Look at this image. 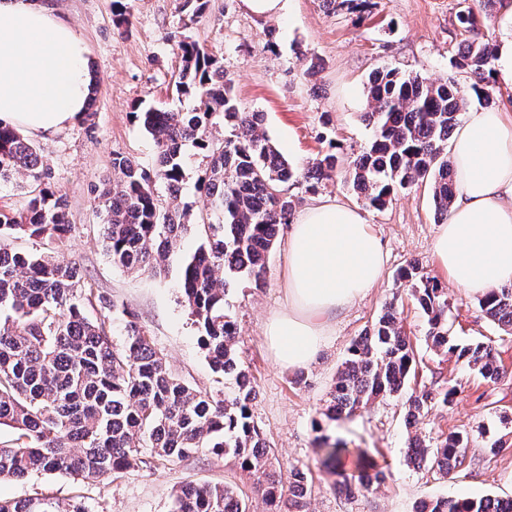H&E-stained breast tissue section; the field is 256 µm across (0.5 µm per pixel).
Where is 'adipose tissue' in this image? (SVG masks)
I'll return each instance as SVG.
<instances>
[{
  "label": "adipose tissue",
  "mask_w": 512,
  "mask_h": 512,
  "mask_svg": "<svg viewBox=\"0 0 512 512\" xmlns=\"http://www.w3.org/2000/svg\"><path fill=\"white\" fill-rule=\"evenodd\" d=\"M87 50L51 0H0V123L51 136L86 110ZM457 192L432 244L458 287L486 295L512 285V117L468 112L451 142ZM285 306L264 335L278 364L314 359L329 318L383 278L386 254L359 209L312 199L284 242Z\"/></svg>",
  "instance_id": "1"
}]
</instances>
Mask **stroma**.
Returning a JSON list of instances; mask_svg holds the SVG:
<instances>
[{
    "mask_svg": "<svg viewBox=\"0 0 512 512\" xmlns=\"http://www.w3.org/2000/svg\"><path fill=\"white\" fill-rule=\"evenodd\" d=\"M56 2L88 50L92 115L55 135L34 133L30 139L49 169L48 185L66 197L71 230L52 240L5 235L0 244L80 267L93 287L136 315L175 376L217 398L230 384L210 370L178 287L180 261L196 250L198 238L182 239L166 272H131L107 255L98 211V188L117 177L114 155L128 156L147 169L155 166L156 146L135 120V106L187 112L196 104L194 97L180 99L174 92L182 66L178 41L191 38L222 62L242 107L264 113L278 150L301 167L333 144L348 161L368 146L372 130L361 114L367 109L366 82L375 69L394 68L429 80L453 78L466 109L478 106L469 74L451 65L461 39L459 0H370L360 16L327 11L322 0H294L290 16L272 23L246 14L240 0H208L205 15L194 21L185 0H122L131 15L126 29L116 24L113 0ZM289 193L298 208L316 194L359 207L388 256L381 283L333 318L315 360L302 368L279 367L263 335L267 320L285 303L280 247L268 257L262 287L235 291L230 299L239 327L237 350L256 380L253 420L277 449L283 468L309 471L313 493L308 512H413L419 501L442 495L512 498V334L485 319L477 296L458 288L439 266L431 243L442 222L428 184L398 191L380 211L362 205L340 176L317 193L306 192L301 184ZM412 262L443 288L450 335L462 344L493 345L500 380L485 381L427 343L426 318L413 305L408 283L398 277ZM391 305L401 310L420 361L416 378L404 393L376 399L350 419L326 421L323 411L352 340ZM446 385L457 390L453 403L435 404L407 427L408 394ZM452 430L471 439L469 461L454 478L408 461L410 438L433 448ZM324 434L375 453L378 464L388 467L389 478L361 495L338 496L336 476L322 466L318 451ZM497 438L510 447L494 455L489 445ZM255 481L233 457L204 451L117 478L43 471L23 480L4 477L0 498H46L63 505L78 500L88 512H172L174 493L187 484L226 482L249 494Z\"/></svg>",
    "mask_w": 512,
    "mask_h": 512,
    "instance_id": "obj_1",
    "label": "stroma"
}]
</instances>
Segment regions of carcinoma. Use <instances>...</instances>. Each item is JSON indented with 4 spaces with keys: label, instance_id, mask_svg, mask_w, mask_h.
Segmentation results:
<instances>
[{
    "label": "carcinoma",
    "instance_id": "obj_1",
    "mask_svg": "<svg viewBox=\"0 0 512 512\" xmlns=\"http://www.w3.org/2000/svg\"><path fill=\"white\" fill-rule=\"evenodd\" d=\"M466 34L453 60L472 80L480 103L495 92V47L479 38V17L470 6L456 14ZM182 67L176 82L181 95H194L190 112L135 107L133 114L152 136L157 162L149 173L131 158L116 154L120 177L98 190L102 238L112 262L129 271H166L184 234L202 239L184 257L179 288L195 318L201 348L216 374L231 376L235 389L222 399L194 390L177 378L134 314L112 296L92 287L72 263L50 256L12 253L0 246V426L16 431L0 444V477L23 479L32 471L81 478H110L141 466L162 464L207 450L231 454L242 471L259 476L267 512H308L312 482L293 466L288 490L277 472L276 450L252 418L254 386L237 354L238 328L227 311L232 282L262 284L268 255L279 231L292 221L294 183L315 192L342 173L364 198L381 209L399 188L430 185L440 219H448L455 194V172L448 162V140L465 105L455 82H430L395 69L373 72L367 82L363 120L375 139L353 166L344 168L330 149L311 166L288 163L268 137L259 112H245L221 62L197 43L177 44ZM224 128L217 143L213 131ZM190 145L208 158L198 190L210 210L208 223H192L180 206L183 149ZM23 174L36 194L22 212H0V234L52 239L66 234L67 201L44 186L48 169L35 146L19 131L0 123V179ZM166 185L168 197L155 192ZM427 316V337L436 349L476 370L484 379L500 378L492 345L459 344L448 333V300L438 282L413 262L399 272ZM493 323L512 330V288L479 300ZM124 318V338L116 346L112 315ZM416 359L401 312L386 307L372 329L356 338L339 370L326 417L336 421L370 401L399 393ZM455 390L439 387L408 401L407 418L429 405L453 402ZM469 440L452 431L436 448L410 442L408 457L447 476L465 459ZM345 451L337 441L326 449L323 466L335 471ZM358 475L344 477L334 490L353 497L385 481L386 474L366 453ZM0 512H88L81 503L62 506L47 499H0ZM173 512H253L252 500L229 484H189L174 497ZM415 512H512V499L455 496L422 501Z\"/></svg>",
    "mask_w": 512,
    "mask_h": 512
}]
</instances>
